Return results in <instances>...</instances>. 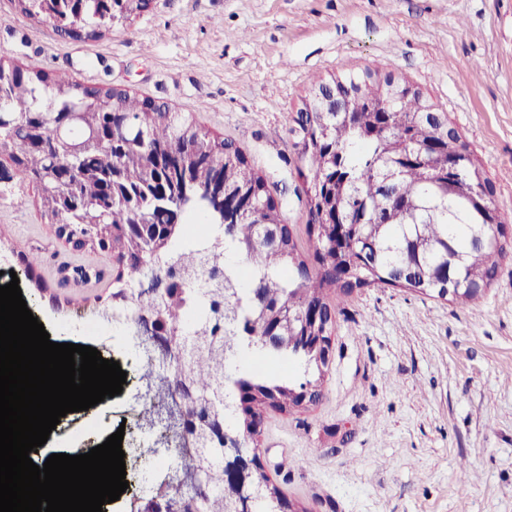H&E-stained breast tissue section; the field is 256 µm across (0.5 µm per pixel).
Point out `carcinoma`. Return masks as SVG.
<instances>
[{"instance_id":"carcinoma-1","label":"carcinoma","mask_w":512,"mask_h":512,"mask_svg":"<svg viewBox=\"0 0 512 512\" xmlns=\"http://www.w3.org/2000/svg\"><path fill=\"white\" fill-rule=\"evenodd\" d=\"M148 0H18L28 16L54 24L62 36L96 39L141 13ZM388 81L348 74L333 82L335 99L318 85L305 110L298 113L301 134L299 176L307 184L309 234L316 272L296 253L288 227L280 225L277 206L261 192L263 179L234 143L200 128L192 113L127 91L82 86L70 78L0 61V101L8 112L0 122V156L15 165L20 177L41 192L45 211L56 230L70 227L90 238L74 240L117 260L133 275L149 265L176 266L184 290L153 295L132 288L118 273L112 280L110 308L122 319L131 309L158 315L173 336L183 341L184 362L167 388L185 381L199 399L224 401V383L233 381L229 400L231 429L243 442L256 445L252 419L272 405L298 404L294 392L321 384L324 371L306 349V327L296 320L286 335L297 340L269 348L264 337L271 323L250 305L255 288L265 289L274 304L298 313L304 305L324 309L333 325L326 291L348 293L349 284L332 272L352 266L358 286L392 284L397 272L412 266L415 277L403 287L441 299L469 301L472 285L489 286L506 253L497 226L509 204L496 197L493 184L453 127H440L423 102L406 90L389 95ZM77 111L66 139L56 141V123ZM122 113L126 129L112 133L109 116ZM172 149L182 168L160 166L154 156ZM455 172H448V162ZM121 172L123 194H112V169ZM229 196L252 193L232 230L224 212L214 209L206 189L219 178ZM182 210L172 224L170 210ZM148 224L158 239L126 236L123 229ZM279 228L278 244L267 245L262 230ZM477 230L488 239L471 246ZM463 258L455 282L433 276L448 253ZM224 269V282L207 280V272ZM257 355L302 362L313 378L290 383L270 379L253 369ZM188 468H205L208 483L221 495L224 466L219 452L204 459L183 456Z\"/></svg>"}]
</instances>
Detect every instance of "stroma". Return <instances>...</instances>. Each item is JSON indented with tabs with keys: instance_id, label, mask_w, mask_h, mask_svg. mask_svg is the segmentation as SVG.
<instances>
[{
	"instance_id": "stroma-1",
	"label": "stroma",
	"mask_w": 512,
	"mask_h": 512,
	"mask_svg": "<svg viewBox=\"0 0 512 512\" xmlns=\"http://www.w3.org/2000/svg\"><path fill=\"white\" fill-rule=\"evenodd\" d=\"M0 60L61 72L193 113L262 176L303 257L307 186L296 119L311 88L352 73L389 76L448 120L512 201V0H149L97 40L0 0ZM511 247L497 278L458 303L371 285L329 294L333 359L316 403L266 408L258 437L266 474L298 512H512ZM0 271H14L53 338L84 341L114 255L59 239L40 193L0 157ZM42 262L25 275L18 252ZM103 271L60 285V267ZM112 402L77 412L41 454L73 453L130 419L142 366ZM466 489H459L458 477Z\"/></svg>"
}]
</instances>
